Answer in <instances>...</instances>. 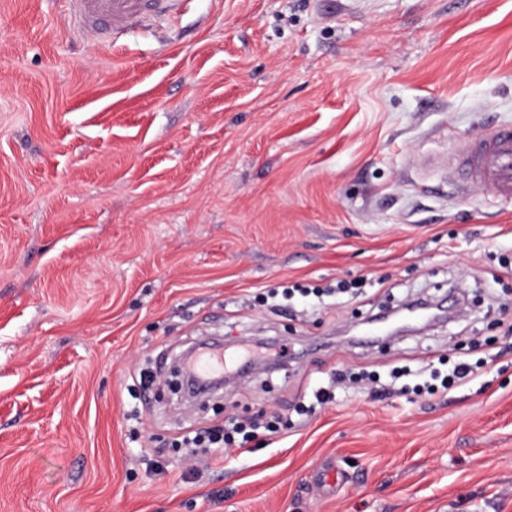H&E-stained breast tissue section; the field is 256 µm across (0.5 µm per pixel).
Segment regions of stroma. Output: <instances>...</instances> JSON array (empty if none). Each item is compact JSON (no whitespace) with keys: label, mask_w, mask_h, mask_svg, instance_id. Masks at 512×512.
<instances>
[{"label":"stroma","mask_w":512,"mask_h":512,"mask_svg":"<svg viewBox=\"0 0 512 512\" xmlns=\"http://www.w3.org/2000/svg\"><path fill=\"white\" fill-rule=\"evenodd\" d=\"M508 123L512 0H181L116 42L0 0V512H512V202L418 166ZM416 299L456 314L343 334ZM211 338L287 353L192 404ZM340 370L385 396L296 414ZM252 425L236 424L231 431L224 428V433L211 432L208 435H196L187 444L191 448H223L226 452L229 447L236 442V435H242V439L250 437Z\"/></svg>","instance_id":"1"}]
</instances>
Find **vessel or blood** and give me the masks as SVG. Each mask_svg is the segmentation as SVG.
I'll list each match as a JSON object with an SVG mask.
<instances>
[{"mask_svg": "<svg viewBox=\"0 0 512 512\" xmlns=\"http://www.w3.org/2000/svg\"><path fill=\"white\" fill-rule=\"evenodd\" d=\"M71 24L84 32L117 37L153 16L177 9L176 0H68ZM447 168L461 187L484 186L501 199H512V126H498L490 132L453 145ZM224 351L204 348L189 364L194 377L222 375Z\"/></svg>", "mask_w": 512, "mask_h": 512, "instance_id": "obj_1", "label": "vessel or blood"}]
</instances>
